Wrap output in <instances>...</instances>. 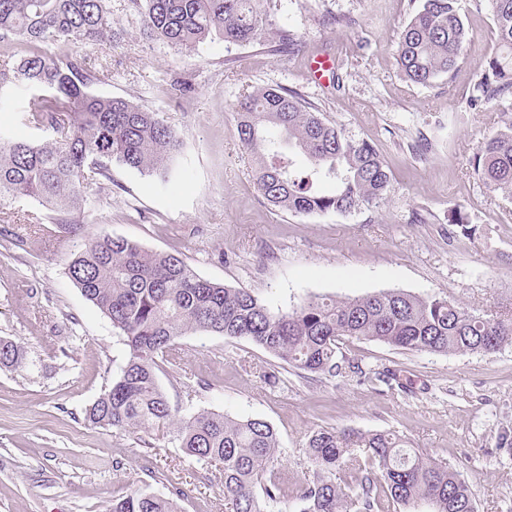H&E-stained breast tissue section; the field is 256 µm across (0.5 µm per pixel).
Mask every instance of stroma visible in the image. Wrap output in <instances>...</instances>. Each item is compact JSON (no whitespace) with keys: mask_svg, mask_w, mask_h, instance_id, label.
<instances>
[{"mask_svg":"<svg viewBox=\"0 0 512 512\" xmlns=\"http://www.w3.org/2000/svg\"><path fill=\"white\" fill-rule=\"evenodd\" d=\"M460 3L464 58L452 77L425 87L402 78L395 56L420 0H268L276 26L300 43L292 54L216 36L178 53L146 38L129 0H112V39L66 45L96 73L92 92L157 112L183 147L168 183L116 167L87 189L78 213L34 200L0 205V339L21 345L28 360L0 369V512H106L135 489L164 497L179 489L183 512H224L218 466L170 438L147 447L139 434L85 420L126 347L65 274L83 238L109 234L178 254L201 277L250 289L275 312L311 295L386 290L445 296L477 312L512 304V200L491 193L472 165L496 129L497 103L471 97L497 37L483 0ZM325 14L350 24L322 23ZM327 56L335 70L315 80L312 65ZM257 85L299 91L346 135L369 142L390 169L386 201L349 215L268 204L253 185L235 112ZM30 95L19 88L0 104V134L41 139L23 119ZM453 210L467 226L448 223ZM60 224L77 225L76 235L55 236ZM180 347V366L158 373L172 407L266 421L289 485L311 473V431L390 430L455 465L477 512H512V451L497 446L512 430V347L437 355L356 340L346 352L359 372L319 379L281 371L275 386L264 374L279 360L248 341L196 333ZM386 369L398 385L374 380Z\"/></svg>","mask_w":512,"mask_h":512,"instance_id":"1","label":"stroma"}]
</instances>
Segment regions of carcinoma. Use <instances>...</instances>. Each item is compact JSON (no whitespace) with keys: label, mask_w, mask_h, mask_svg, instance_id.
Listing matches in <instances>:
<instances>
[{"label":"carcinoma","mask_w":512,"mask_h":512,"mask_svg":"<svg viewBox=\"0 0 512 512\" xmlns=\"http://www.w3.org/2000/svg\"><path fill=\"white\" fill-rule=\"evenodd\" d=\"M460 0H422L403 26L396 62L403 78L428 86L457 68L468 42ZM143 34L177 51L211 36L229 44L278 42L298 46L277 29L266 0H131ZM499 53L486 61L476 101L512 96V0H486ZM112 0H0V40L31 44L17 62L0 66V94L32 91L25 121L48 133L38 142L0 136V203L32 199L71 213L85 189L111 179L118 166L169 179L182 148L158 113L132 101L89 91L94 79L82 58L51 54L56 44L93 45L112 37ZM239 139L255 157L252 180L272 206L296 214L348 215L385 199L390 173L384 159L326 121L296 90L255 86L236 105ZM487 188L512 198V112L474 156ZM67 275L119 330L126 355L104 392L85 409L88 423L168 434L183 452L220 467L224 512H269L271 504H300L299 512H477L459 471L424 457L387 431L311 432L305 448L312 476L290 488L279 475V441L257 418L213 411L179 417L158 381L161 364L181 361L178 340L206 332L245 340L283 364L322 377L358 365L342 348L369 340L428 352L494 353L512 346V307L477 313L438 295L379 291L354 299L311 295L293 310L271 311L245 288L200 277L185 260L139 243L103 235L81 245ZM21 346L0 340V368H19ZM109 512H178L172 498L133 490L112 499Z\"/></svg>","instance_id":"carcinoma-1"}]
</instances>
